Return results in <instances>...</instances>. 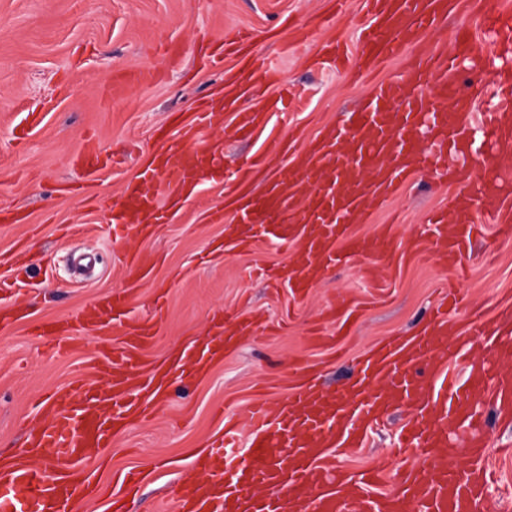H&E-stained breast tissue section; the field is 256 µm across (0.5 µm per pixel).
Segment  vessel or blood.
Returning a JSON list of instances; mask_svg holds the SVG:
<instances>
[{
  "label": "vessel or blood",
  "instance_id": "obj_1",
  "mask_svg": "<svg viewBox=\"0 0 512 512\" xmlns=\"http://www.w3.org/2000/svg\"><path fill=\"white\" fill-rule=\"evenodd\" d=\"M364 2L367 21L358 33L362 72L404 55L424 30L459 13L464 0ZM483 25L501 65L494 71L492 103L479 117L448 109L449 102L464 99L461 64H468L474 74L485 67L470 33L460 30L452 54L418 59L403 79L379 85L362 109L343 113L335 127L299 148L264 193L240 198L241 232L233 240L235 248L251 247L250 228L279 225L285 241L298 246L301 259L266 274L303 297L331 265L389 253L385 233L359 239L350 237L349 228L368 222L410 175L465 172L484 147L497 158H511L512 11L486 12ZM262 80L286 82L273 67L259 78L247 71L224 95L237 132L247 138L264 127L266 115L240 110L239 104ZM396 102L403 104V111H392ZM218 153L216 145L196 144L194 134L187 132L155 154L139 178L124 188L113 240L122 239L131 224L141 235H150L154 221L166 218V209L157 204L158 176L175 173L181 187H197ZM266 161L263 153L246 157L231 175L234 185L247 181ZM478 205L496 220L497 235L511 240L512 225L499 223L498 217L512 210V168L502 167L494 179L473 183L453 210L433 213L427 237L411 247V254L426 251L437 256L442 269H462L467 246L484 233L474 220ZM341 241L346 247L340 252L336 245ZM126 303V296L116 291L86 305L68 318V335L121 314ZM469 306L465 292L442 289L433 308L432 332L386 341L365 353L340 395H331L299 366L285 403L272 408L257 400L225 413L221 443L201 465L200 477L171 487V512H490L493 475L481 453L489 442L488 424L469 398L473 389L482 387L503 413L512 412V310H495L489 318L469 315ZM453 312L464 315L456 327L449 324ZM230 327L241 336L255 330L251 320L237 315L213 319L207 339L180 356L173 371L207 373L223 359ZM157 333L156 321L137 322L125 344L113 350L109 399L94 398L87 389L65 390L46 405L48 422L27 434L23 453L50 452L54 472L48 475L24 465L0 470V512H75L76 490L66 473L76 471L85 449L110 447L113 433L128 420H147L153 412L150 396L164 395L169 387L166 375L150 376L134 388L128 385L141 368L138 349L152 343ZM474 336L484 338L485 354L470 358L464 381H449L447 400L432 398L425 390V373L446 369ZM404 398L413 401L415 411L400 431V450L417 449L422 461L403 468L395 490L382 493L378 487L387 477L385 470L340 469L336 460L355 452L384 419L389 404ZM461 448L478 449L473 469L461 471L453 465Z\"/></svg>",
  "mask_w": 512,
  "mask_h": 512
}]
</instances>
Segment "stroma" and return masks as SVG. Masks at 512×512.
Segmentation results:
<instances>
[{
  "label": "stroma",
  "mask_w": 512,
  "mask_h": 512,
  "mask_svg": "<svg viewBox=\"0 0 512 512\" xmlns=\"http://www.w3.org/2000/svg\"><path fill=\"white\" fill-rule=\"evenodd\" d=\"M485 0H469L467 12L426 31L415 50L453 47L454 31L466 29L475 49L489 52L481 29ZM365 21L362 0H349L337 14L333 0H0V210L21 213L23 222L0 223V281L23 273L20 295L0 294V306L21 302L23 313L0 323V459L22 463L27 430L42 421L38 400L63 388L104 391L107 355L122 346L130 320L161 307L155 341L140 350L145 373L167 368L184 348L201 339L213 314L223 310L261 322L224 353L206 376L174 380L153 420L116 433L112 444L85 456L82 470L95 473L99 495L79 512H169L171 486L195 474V449L211 448L224 429V408L257 398L286 402L296 376L290 363L312 366L327 390L336 391L351 374L354 359L386 340L417 333L428 321L436 290L445 279L429 254L406 258L405 248L423 235L432 211L451 207L463 183L414 177L369 223L353 227L366 238L386 228L394 248L372 264L386 291L372 295L358 266L339 265L299 303L289 288L252 276L254 266L296 262L285 248L254 228L248 252H217L232 223L212 221L224 206V178L246 156L263 151L273 138L296 132L313 139L332 127L340 113L358 108L380 82L398 79L404 58H389L366 74L351 75L318 65L324 44L347 43L358 53L357 31ZM248 35L258 68L277 65L292 88L288 111H272L266 131L244 139L233 113L219 112L213 125L193 127L195 107L223 96L240 59L228 56L220 68L205 58L221 42ZM179 43L169 58L164 48ZM132 69L137 80L105 95L114 73ZM43 116L23 142L11 135L28 109ZM194 129L203 142L219 143L215 171L194 194L181 195L174 218L151 236L128 231L112 240V212L98 209L136 180L150 153L160 149L158 131L169 139ZM99 145L100 165L76 164L89 144ZM74 185L72 195L62 193ZM84 228L80 239L65 236L67 225ZM147 260L151 278L137 280L130 256ZM465 287L473 303L491 311L512 298V241L487 235L473 243ZM128 296L127 315L109 327L70 339L67 350L48 346L32 322L58 320L113 290ZM361 306L355 328L340 349L319 344L332 333L329 306L336 294ZM412 409L402 401L370 434L362 452L347 464L396 471L408 458L394 452L400 427ZM141 472L133 489L121 483L127 470Z\"/></svg>",
  "instance_id": "stroma-1"
}]
</instances>
